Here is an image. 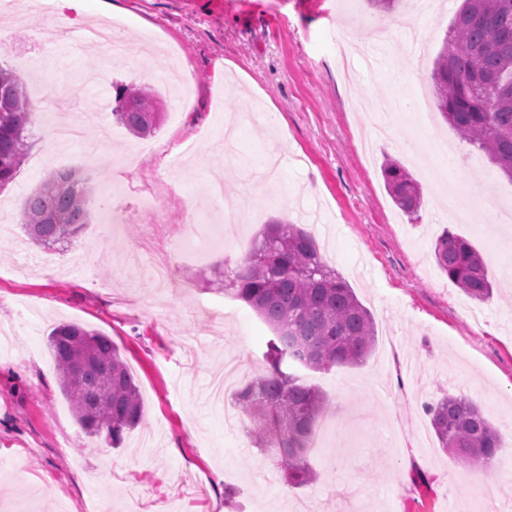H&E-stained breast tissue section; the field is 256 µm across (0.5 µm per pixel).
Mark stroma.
Returning <instances> with one entry per match:
<instances>
[{
    "label": "stroma",
    "instance_id": "1",
    "mask_svg": "<svg viewBox=\"0 0 512 512\" xmlns=\"http://www.w3.org/2000/svg\"><path fill=\"white\" fill-rule=\"evenodd\" d=\"M91 0L70 30L123 26L126 56L97 40H44L56 0L27 13L0 0V63L52 113V93L73 92L67 120L86 113L83 143L57 144L46 124L11 185L0 191V512H95L98 500L125 512H485L495 498L512 512V471L477 469L441 449L425 411L448 394L469 397L512 448V247L494 197L508 179L445 122L432 90L434 61L462 0L386 12L369 0ZM360 28L353 75L336 66L337 43ZM120 85L151 87L182 108L139 137L118 124ZM392 109L388 135L372 127L377 103ZM420 144L477 200L470 223L449 219L443 183L411 162ZM416 181L422 204L400 212L387 193L386 159ZM223 168L240 190L235 241L211 253L179 249L172 281L152 275L142 247L165 246L174 227L206 239L224 221L210 173ZM72 169L124 194L122 215L91 211L66 252L31 243L20 226L26 196L54 171ZM274 221L312 233L323 261L370 311L374 348L359 366L303 371L326 397L309 454L315 479L287 485L261 451L252 421L224 424L234 395L265 371L271 332L244 302L214 290L218 270L243 264ZM487 260L489 300L470 299L435 262L443 232ZM75 322L109 336L138 384L143 420L119 446L84 434L54 369L48 334ZM236 491L225 499V488Z\"/></svg>",
    "mask_w": 512,
    "mask_h": 512
}]
</instances>
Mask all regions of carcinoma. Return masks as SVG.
<instances>
[{"instance_id":"obj_1","label":"carcinoma","mask_w":512,"mask_h":512,"mask_svg":"<svg viewBox=\"0 0 512 512\" xmlns=\"http://www.w3.org/2000/svg\"><path fill=\"white\" fill-rule=\"evenodd\" d=\"M432 80L446 122L512 180V0H464ZM116 102L114 115L131 133L148 136L158 126L151 116L161 103L150 91L119 87ZM40 118L21 78L0 66V189L13 181ZM383 176L397 207L416 214L421 196L409 173L388 159ZM94 197L89 179L58 171L24 201L22 228L39 246L64 250L87 224ZM434 256L468 297L490 298L486 261L467 240L446 230L436 240ZM218 290L248 304L272 332L263 355L265 374L238 390L236 400L253 418L259 446L275 451L285 480L307 485L314 476L307 449L325 397L283 365L329 371L363 363L375 341L371 314L322 261L314 238L295 224L267 225L244 265ZM49 346L61 390L82 430L120 444L124 432L141 424L142 406L119 348L77 323L55 326ZM426 411L441 448L453 458L486 468L502 457L498 431L467 397L447 395Z\"/></svg>"}]
</instances>
